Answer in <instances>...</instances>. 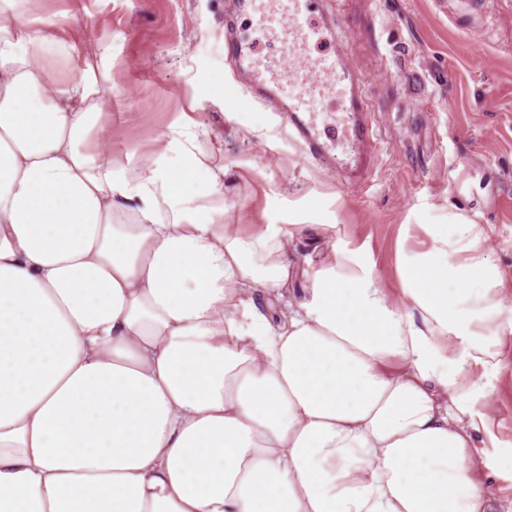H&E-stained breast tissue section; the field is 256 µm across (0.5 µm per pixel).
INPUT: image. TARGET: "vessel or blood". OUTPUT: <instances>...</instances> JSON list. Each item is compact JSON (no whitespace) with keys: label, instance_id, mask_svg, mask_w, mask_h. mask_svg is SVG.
I'll list each match as a JSON object with an SVG mask.
<instances>
[{"label":"vessel or blood","instance_id":"b4317fda","mask_svg":"<svg viewBox=\"0 0 512 512\" xmlns=\"http://www.w3.org/2000/svg\"><path fill=\"white\" fill-rule=\"evenodd\" d=\"M245 31L227 36L228 55L234 66L233 89L249 93L258 102L271 106L287 126L292 138L305 149L308 158L321 165L336 162L337 147H344L347 160L342 171L352 184H363L374 160L375 129L364 85L347 65V51L321 0H289V17L297 38L316 53L321 67L330 72L336 86L339 123H318L315 107L302 92L287 91L283 78L263 66L259 40L280 23L278 12L256 14V0H233Z\"/></svg>","mask_w":512,"mask_h":512}]
</instances>
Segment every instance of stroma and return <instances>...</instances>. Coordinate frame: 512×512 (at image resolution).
Masks as SVG:
<instances>
[{
    "label": "stroma",
    "instance_id": "stroma-1",
    "mask_svg": "<svg viewBox=\"0 0 512 512\" xmlns=\"http://www.w3.org/2000/svg\"><path fill=\"white\" fill-rule=\"evenodd\" d=\"M327 7L337 13L375 120L377 156L361 186L309 162L268 106L242 91L226 94L229 0H41L34 12L24 0L17 5L54 37L47 59L62 82L78 78L85 43L103 49L112 88L103 135L113 155L175 128L207 129L204 145L222 149L227 169L225 223L247 235L287 223L300 200L315 201L309 223H339L367 245L388 289L396 287L406 211L459 195L479 178L486 192L470 204L491 229L489 255L512 300V0H328ZM269 43L289 90L315 92L318 111H334L288 39L278 32ZM484 382L492 428L510 451L512 344Z\"/></svg>",
    "mask_w": 512,
    "mask_h": 512
}]
</instances>
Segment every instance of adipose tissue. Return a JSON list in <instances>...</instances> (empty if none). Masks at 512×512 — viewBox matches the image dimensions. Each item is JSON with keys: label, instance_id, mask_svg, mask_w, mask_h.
I'll return each mask as SVG.
<instances>
[{"label": "adipose tissue", "instance_id": "ef3b65f1", "mask_svg": "<svg viewBox=\"0 0 512 512\" xmlns=\"http://www.w3.org/2000/svg\"><path fill=\"white\" fill-rule=\"evenodd\" d=\"M0 0V512H492L495 436L474 367L499 368L512 302L484 215L412 207L398 293L336 229L224 221V164L120 162L91 140L94 44L59 83L50 35Z\"/></svg>", "mask_w": 512, "mask_h": 512}]
</instances>
